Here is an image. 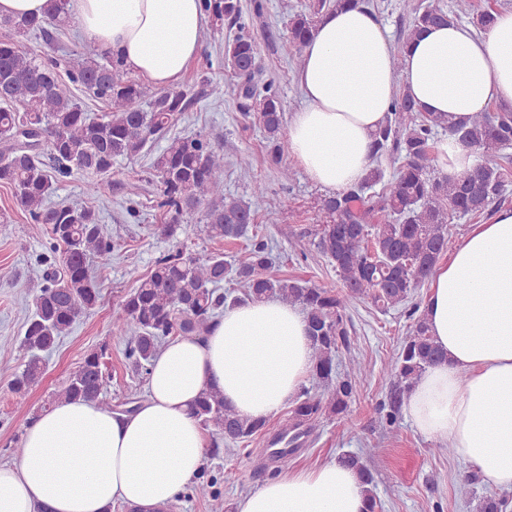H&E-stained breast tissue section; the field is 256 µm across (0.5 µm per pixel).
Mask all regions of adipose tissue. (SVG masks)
<instances>
[{"label":"adipose tissue","instance_id":"ef3b65f1","mask_svg":"<svg viewBox=\"0 0 512 512\" xmlns=\"http://www.w3.org/2000/svg\"><path fill=\"white\" fill-rule=\"evenodd\" d=\"M81 37L154 87L175 86L202 48L203 0H69ZM377 15L333 9L302 50V106L288 150L336 192L357 184L398 91L423 111L462 122L512 108V11L483 34L451 24L413 35L401 69ZM422 311L447 359L428 368L404 412L448 443L482 478L512 489V209L471 225L436 267ZM314 362L296 308L267 299L229 305L203 337L170 338L151 362L147 394L130 412L63 400L29 421L23 454L0 465V512H166L196 476L208 444L192 415L213 390L242 417L267 420L297 395ZM366 487L332 456L241 495L234 512H366Z\"/></svg>","mask_w":512,"mask_h":512}]
</instances>
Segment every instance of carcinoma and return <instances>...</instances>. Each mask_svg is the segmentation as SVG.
<instances>
[{"instance_id":"carcinoma-1","label":"carcinoma","mask_w":512,"mask_h":512,"mask_svg":"<svg viewBox=\"0 0 512 512\" xmlns=\"http://www.w3.org/2000/svg\"><path fill=\"white\" fill-rule=\"evenodd\" d=\"M69 0H50L46 15L0 17V27L12 36L0 40V183L8 185L17 204L34 224L47 226L49 256L33 310L19 347L26 354L24 369L11 391L23 394L44 375L43 355L69 333L77 319L98 306L101 294L88 257L110 261L115 245L99 211L89 200L112 192V166L133 159L147 144L165 136L180 115L194 105L182 89L152 93L128 76L123 65L102 60L98 46L87 42L65 64L40 59L20 49L18 39L32 33L52 40L51 29L72 23ZM362 0H310L305 10L288 19V41L302 49L324 13ZM218 27L231 35L224 43V66L236 78L230 92L242 112H253L267 144V162L288 182L292 171L283 160L284 104L274 82L256 81L258 46L247 29L242 0H204ZM408 35L430 26L459 23L466 17L480 31L494 22L493 12H472L469 0L453 7L410 9ZM105 103L108 112L92 118L77 102L74 88ZM448 135L471 145L483 161L450 178L436 171L434 134ZM512 147V110L494 115L479 112L464 124H448L422 111L401 93L396 96L384 127L376 134L373 159L388 153L402 158L391 177L371 166L357 185L321 201L325 223L317 233V249L336 271L342 290L311 286L271 273L274 258L267 243L254 232L257 211L252 204L224 195V154L204 134L174 138L155 157L159 206L171 221L159 227L175 239L185 224L206 207L204 231L212 239L250 242L247 257L232 263L216 252L200 259L178 248L155 261L138 286L112 308V334L127 340L126 357L137 371L149 366L170 336H200L224 306L271 297L302 308L314 349L312 376L318 387L305 388L282 425L281 438L307 436L322 418L344 416L355 396L353 379L366 372L358 360L338 371L336 360L350 340L344 316L353 301L368 298L382 311L408 304L424 286L448 245V225L456 217L480 215L501 204L512 173L494 162ZM95 178L84 185L86 200L49 204L58 177L72 171ZM380 191L365 194L375 186ZM229 280L241 295L221 291ZM445 353L431 336L424 315L413 319L409 336L386 365L387 400L379 405L388 427L401 417L404 400L418 378ZM108 372L103 356L87 355L66 379L54 400L98 402L107 409ZM201 429L211 433L208 456H224L229 444L249 443L266 423L239 417L216 391L202 393L195 406ZM508 501L495 494L480 497L476 512H507Z\"/></svg>"}]
</instances>
